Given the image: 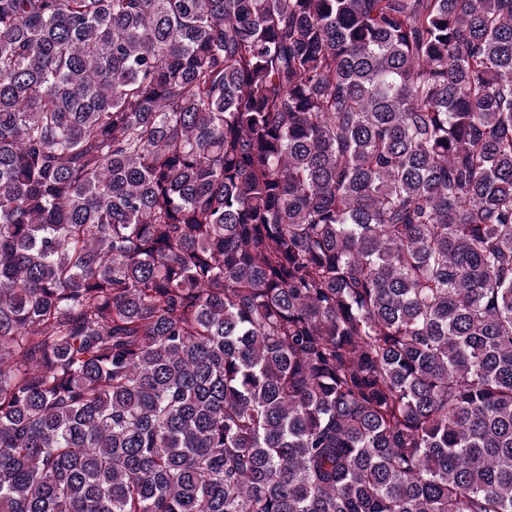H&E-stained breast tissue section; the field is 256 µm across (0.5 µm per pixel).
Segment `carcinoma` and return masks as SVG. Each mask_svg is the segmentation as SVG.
Masks as SVG:
<instances>
[{
    "mask_svg": "<svg viewBox=\"0 0 512 512\" xmlns=\"http://www.w3.org/2000/svg\"><path fill=\"white\" fill-rule=\"evenodd\" d=\"M0 512H512V0H0Z\"/></svg>",
    "mask_w": 512,
    "mask_h": 512,
    "instance_id": "obj_1",
    "label": "carcinoma"
}]
</instances>
